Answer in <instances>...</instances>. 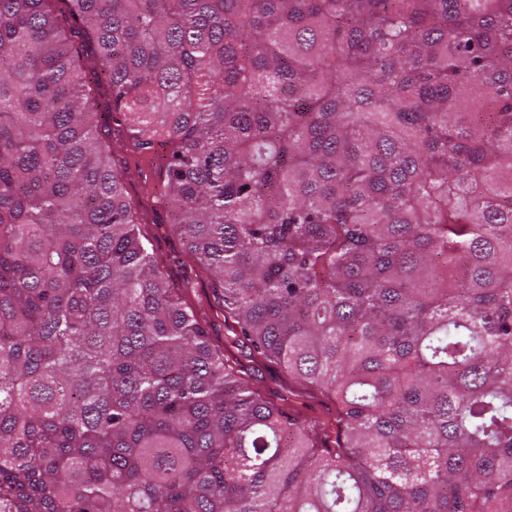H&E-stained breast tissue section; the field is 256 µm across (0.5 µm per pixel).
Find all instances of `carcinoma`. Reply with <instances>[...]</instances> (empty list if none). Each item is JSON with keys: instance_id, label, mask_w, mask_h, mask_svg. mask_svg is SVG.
I'll list each match as a JSON object with an SVG mask.
<instances>
[{"instance_id": "cac0c4a2", "label": "carcinoma", "mask_w": 512, "mask_h": 512, "mask_svg": "<svg viewBox=\"0 0 512 512\" xmlns=\"http://www.w3.org/2000/svg\"><path fill=\"white\" fill-rule=\"evenodd\" d=\"M0 512H512V0H0ZM121 157H126L131 167L138 163L149 177L147 186L144 185V181L137 178L128 183L126 195L134 204L140 202L147 208L145 224L141 225V230L151 240L154 258L159 262V267L165 273L171 287L177 288L175 291L182 293L190 303L203 306L207 311L209 304L216 308L217 302H220L221 306H224L212 288V276L194 267L187 259L180 237L168 222V207L163 199L154 193L148 195V192L154 191L149 155H140L130 148L116 156ZM183 288H187V294H183Z\"/></svg>"}]
</instances>
